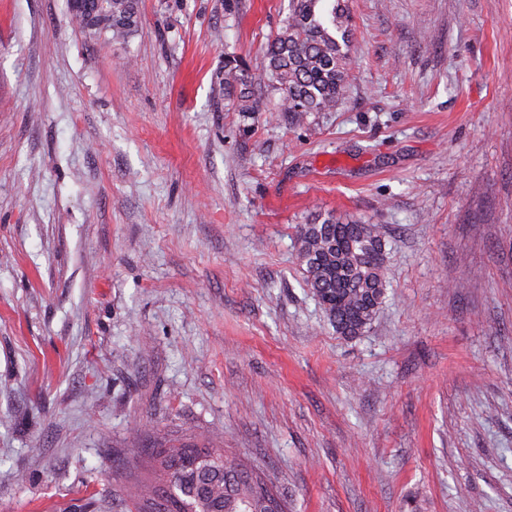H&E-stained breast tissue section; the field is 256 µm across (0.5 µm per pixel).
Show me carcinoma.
Listing matches in <instances>:
<instances>
[{
  "mask_svg": "<svg viewBox=\"0 0 512 512\" xmlns=\"http://www.w3.org/2000/svg\"><path fill=\"white\" fill-rule=\"evenodd\" d=\"M288 17L269 42L268 64L251 74L238 63L224 64L227 96L242 112L258 111L256 92L270 87L280 93L278 111L299 118L306 112L336 109L348 86L349 9L347 0H289ZM91 33L126 39L138 23V0H98L96 10L72 11ZM298 257L305 283L324 308L336 332L361 335L385 298V245L375 224L330 215L298 229ZM156 478H141L143 465L133 461L137 512H155L154 493L166 485L164 512H272L276 500L288 512V499L257 469L224 454L174 440L150 449Z\"/></svg>",
  "mask_w": 512,
  "mask_h": 512,
  "instance_id": "carcinoma-1",
  "label": "carcinoma"
}]
</instances>
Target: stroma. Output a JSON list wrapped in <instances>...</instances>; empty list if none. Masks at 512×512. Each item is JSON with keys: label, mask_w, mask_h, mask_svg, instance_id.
<instances>
[{"label": "stroma", "mask_w": 512, "mask_h": 512, "mask_svg": "<svg viewBox=\"0 0 512 512\" xmlns=\"http://www.w3.org/2000/svg\"><path fill=\"white\" fill-rule=\"evenodd\" d=\"M289 0H139L128 39L0 0V512H127L129 458L216 441L292 512H512V0H348L349 90L263 91ZM378 225L336 334L297 229Z\"/></svg>", "instance_id": "35a3bbf8"}]
</instances>
